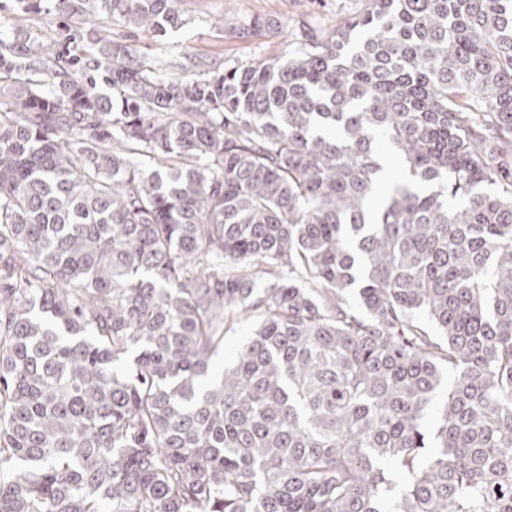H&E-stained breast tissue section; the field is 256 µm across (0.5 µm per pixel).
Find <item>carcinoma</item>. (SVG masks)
I'll use <instances>...</instances> for the list:
<instances>
[{
	"instance_id": "obj_1",
	"label": "carcinoma",
	"mask_w": 512,
	"mask_h": 512,
	"mask_svg": "<svg viewBox=\"0 0 512 512\" xmlns=\"http://www.w3.org/2000/svg\"><path fill=\"white\" fill-rule=\"evenodd\" d=\"M182 5L0 29V512H512V0L203 80L90 22ZM32 20L30 21L29 33L31 37L34 39L41 38H49L55 37L59 38L62 34H67L68 32L62 26L61 19L58 17H53L49 15H32ZM258 318L248 314L241 316L235 323L224 329V351H220L212 362L213 370L222 373L224 367L229 366L237 352L248 341Z\"/></svg>"
}]
</instances>
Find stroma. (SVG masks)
I'll list each match as a JSON object with an SVG mask.
<instances>
[{
    "instance_id": "obj_1",
    "label": "stroma",
    "mask_w": 512,
    "mask_h": 512,
    "mask_svg": "<svg viewBox=\"0 0 512 512\" xmlns=\"http://www.w3.org/2000/svg\"><path fill=\"white\" fill-rule=\"evenodd\" d=\"M366 6L367 0H183L187 23L180 30L162 37L118 25L111 31L113 37L130 39L163 73L204 77L217 65L282 58L286 45L298 44L304 29L331 33ZM259 19L282 22L284 28L246 40L230 36V28Z\"/></svg>"
}]
</instances>
